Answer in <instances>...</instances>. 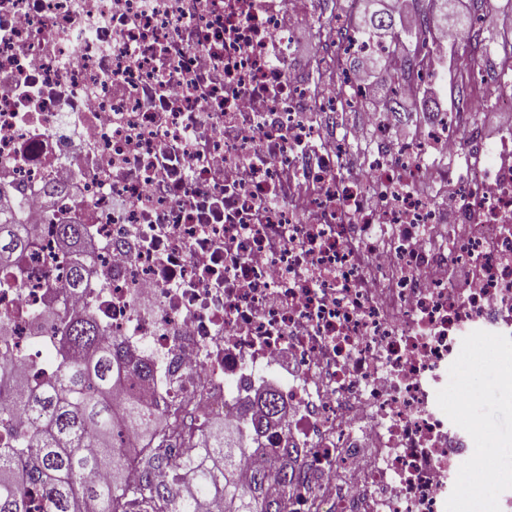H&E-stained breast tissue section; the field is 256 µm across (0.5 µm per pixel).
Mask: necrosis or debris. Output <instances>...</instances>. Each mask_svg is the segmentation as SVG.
Returning a JSON list of instances; mask_svg holds the SVG:
<instances>
[{
    "instance_id": "necrosis-or-debris-1",
    "label": "necrosis or debris",
    "mask_w": 512,
    "mask_h": 512,
    "mask_svg": "<svg viewBox=\"0 0 512 512\" xmlns=\"http://www.w3.org/2000/svg\"><path fill=\"white\" fill-rule=\"evenodd\" d=\"M287 2L0 0V198L39 240L0 269V360L45 380L34 319L90 314L155 366L114 406L135 398L198 439L272 387L282 420L250 451L288 512H445L474 443L436 392L470 332L512 337V47L480 69L501 87L496 137L468 83L406 142L382 101L362 141L340 118L366 83L337 51L298 59L294 35L327 20L346 54L380 46L353 28L355 0ZM409 3L432 36L398 99L460 42ZM59 224L94 244L75 292ZM460 266L474 286H451Z\"/></svg>"
}]
</instances>
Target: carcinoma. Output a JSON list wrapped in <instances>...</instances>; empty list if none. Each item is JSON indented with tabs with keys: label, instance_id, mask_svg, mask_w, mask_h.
Here are the masks:
<instances>
[{
	"label": "carcinoma",
	"instance_id": "cac0c4a2",
	"mask_svg": "<svg viewBox=\"0 0 512 512\" xmlns=\"http://www.w3.org/2000/svg\"><path fill=\"white\" fill-rule=\"evenodd\" d=\"M363 29L380 32L386 55L373 58L392 70V85L410 72L398 53L402 35L412 34L426 44L428 31L396 29L386 0H360ZM437 21L448 25V0H421ZM58 240L71 257L65 287L81 288L89 271L90 253L73 245L87 238L82 224H59ZM37 245L33 229L0 219V269L17 267L22 255ZM56 351L54 376L38 387L19 378L24 364L0 366V383L14 384V408L32 421L28 432L13 433L0 442V512H203L211 505L224 512H285L284 500L268 497L264 474L254 473L251 484L234 479L248 456L243 440H258L280 412L274 391L256 395L255 411L243 415L240 427L229 433L215 430L205 445L209 462L197 461L191 438L164 427L161 413L130 398L117 414L112 392L128 377H153L152 364L136 359L106 336L90 315L60 320L52 335ZM132 429L149 445L140 460L141 481L130 486L125 472L130 454L124 448V429ZM183 449L184 459L171 464L169 452ZM173 481L189 491L179 500L169 498Z\"/></svg>",
	"mask_w": 512,
	"mask_h": 512
}]
</instances>
